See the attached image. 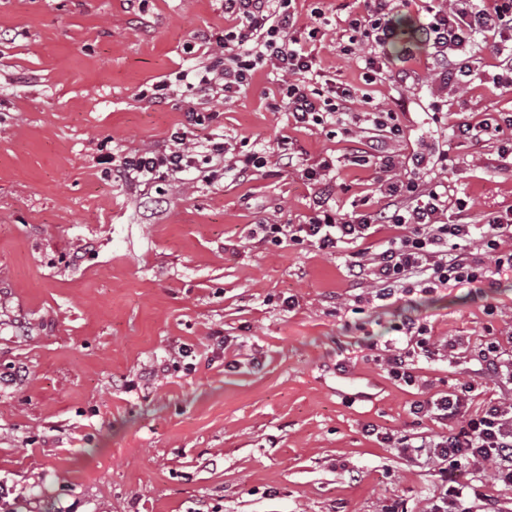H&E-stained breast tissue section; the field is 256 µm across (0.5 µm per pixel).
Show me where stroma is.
Masks as SVG:
<instances>
[{
    "instance_id": "1",
    "label": "stroma",
    "mask_w": 512,
    "mask_h": 512,
    "mask_svg": "<svg viewBox=\"0 0 512 512\" xmlns=\"http://www.w3.org/2000/svg\"><path fill=\"white\" fill-rule=\"evenodd\" d=\"M319 1L321 74L362 86L381 108L405 100L399 154L447 139L453 166L441 180L469 216L512 206V163L495 142L477 149L451 135L485 113H512V91L475 82L432 124L439 91L426 48L406 64L392 51L393 69L416 71L414 86L363 85L356 58L340 51L353 0H298L302 23L313 24ZM224 27L222 0H145L139 10L127 0H0V483L17 512H382L398 497L408 512H429L437 466L408 462L363 426L441 432L409 406L466 380V364L422 363L428 387H406L375 353L408 315L441 340L512 331V279L378 303L347 274L350 245L331 256L255 244L253 225L307 220L318 188L301 170L324 158L336 162L331 206L388 200L372 190L377 159L352 161L367 134L294 127L269 108V69L228 102L186 87L162 104L140 98L197 63V33ZM191 108L205 116L193 139L228 142L225 165L263 143L266 166L134 192L108 156L166 143ZM185 345L197 353L192 373L176 365ZM161 362L168 373L140 385Z\"/></svg>"
}]
</instances>
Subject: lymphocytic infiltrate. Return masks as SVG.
Segmentation results:
<instances>
[{"label": "lymphocytic infiltrate", "instance_id": "f902f5d3", "mask_svg": "<svg viewBox=\"0 0 512 512\" xmlns=\"http://www.w3.org/2000/svg\"><path fill=\"white\" fill-rule=\"evenodd\" d=\"M296 0H224L229 26L223 34L202 33L198 41L203 60L197 68L177 72L147 90L161 102L174 93L177 83L190 81L206 97H231L249 87L257 67L266 65L277 75L275 111L289 112L299 128L321 127L350 134L359 119L379 131L371 143L379 160L378 192L387 207L339 217L328 199L316 196L313 213L301 224H262L256 240L261 245L289 242L309 244L332 253L338 244L368 239L379 225L393 227L375 253L361 249L348 259V272L356 285H369L377 300L421 286L433 290L451 283L494 285L499 276L512 274V207L483 213L478 222L444 221L449 205L467 206L465 200L449 202L447 186L429 175L432 166L447 167L448 151L432 144L428 152L406 157L391 151L404 129L392 109H375L366 116L351 111L357 87L324 81L307 43L320 40L317 26H300ZM426 21L420 28L430 50V74L440 88L455 90L481 79L477 55L492 46L498 71L492 84L512 88V0H424ZM364 9L347 18L348 39L343 54L361 53L363 79L374 83L389 77L403 86L415 79L409 68L390 71L384 49L398 37L389 21L395 0H363ZM202 119L196 110L185 114V125L172 132L167 144L122 156L117 173L126 184L147 188L154 182L195 173L211 182L224 163L225 143L217 137L189 143L188 129ZM454 136L479 146L493 140L501 159L512 158V113L486 114L476 124H462ZM397 340L384 347L378 359L390 379L408 386L422 385L419 361L441 356L458 359L462 339H435L431 328L407 317L397 325ZM469 362L471 381L456 384L447 393L412 403L410 412L445 425L439 434L395 436L368 424L364 431L409 460L439 463L440 492L430 512H502L497 488L512 489V350L495 336L475 345ZM490 379L500 387L498 398L475 404L474 379ZM467 480H460V473Z\"/></svg>", "mask_w": 512, "mask_h": 512}]
</instances>
